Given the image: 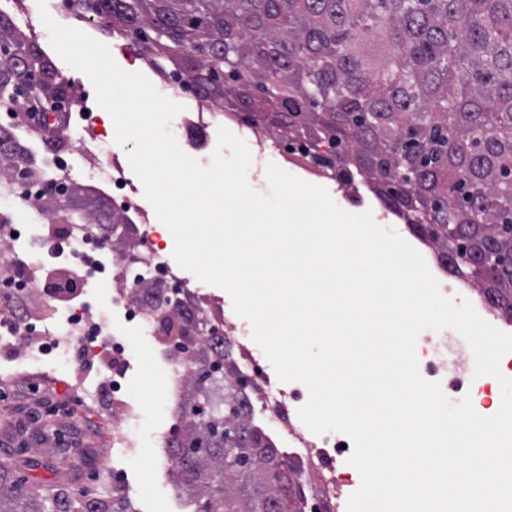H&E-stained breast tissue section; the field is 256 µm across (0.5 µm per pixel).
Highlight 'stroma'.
Wrapping results in <instances>:
<instances>
[{
  "mask_svg": "<svg viewBox=\"0 0 512 512\" xmlns=\"http://www.w3.org/2000/svg\"><path fill=\"white\" fill-rule=\"evenodd\" d=\"M125 358L126 388L141 405H165L164 422L175 424L179 408L167 397L169 366L160 349L133 340ZM4 366L11 379L0 380V455L25 462L24 442H36L42 433L51 449L47 465L29 471L30 480L48 486L60 483L76 491L93 473L101 472L131 498L133 512H181L172 485L164 483L157 469L158 462L168 458L165 440L145 441V426L139 421L131 427L141 439L135 458L127 461L117 454L109 419L112 400L106 397L93 404L83 399L77 388L83 367L74 355L53 368L15 362L9 352L0 350V368Z\"/></svg>",
  "mask_w": 512,
  "mask_h": 512,
  "instance_id": "1",
  "label": "stroma"
}]
</instances>
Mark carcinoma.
Here are the masks:
<instances>
[{"mask_svg":"<svg viewBox=\"0 0 512 512\" xmlns=\"http://www.w3.org/2000/svg\"><path fill=\"white\" fill-rule=\"evenodd\" d=\"M91 10L197 96L300 144L340 181L360 177L512 320V0H91ZM70 98L38 42L0 13V193L37 182L58 222L120 224L104 200L32 166L16 135L64 143L62 118L42 113ZM489 250L501 259L493 272L480 264ZM21 266L0 246V278ZM148 305L157 325H196L178 292ZM168 337L201 347L185 358L187 397L168 442L195 512H294L293 471L243 407L251 377L215 332ZM226 448L242 450L231 468ZM96 482L43 495L7 457L0 512H131Z\"/></svg>","mask_w":512,"mask_h":512,"instance_id":"obj_1","label":"carcinoma"}]
</instances>
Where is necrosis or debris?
Instances as JSON below:
<instances>
[{
    "instance_id": "1",
    "label": "necrosis or debris",
    "mask_w": 512,
    "mask_h": 512,
    "mask_svg": "<svg viewBox=\"0 0 512 512\" xmlns=\"http://www.w3.org/2000/svg\"><path fill=\"white\" fill-rule=\"evenodd\" d=\"M63 109L78 113L82 125L78 130L64 131L62 149L46 147L30 151L31 162L36 165L51 162L56 178L69 183L73 180L75 160H86L90 164L89 186L96 195L124 212L126 221L117 225L113 233L115 241L110 245L103 244L91 225H70L71 264L86 284L82 300L46 307L33 322L23 326L10 319L1 321L0 348L17 357L38 361L46 350L63 353L76 344L92 345L104 338L113 348V357L119 359L129 334L158 333L142 300L145 289H155L160 299L176 289L189 293L199 318L217 328L224 338L225 349L233 352L240 369L254 376L255 384L244 398L246 409L253 419L262 422L272 447L295 465L294 498L300 508L304 510L313 503L320 512H339L336 486L342 481L346 462L333 456L332 451L346 443V435H318L310 431L298 416L302 391L284 389L261 369L244 344L237 323L229 316L216 314L200 286L172 269L167 255L155 241L151 211L142 205L139 191L126 177L118 156L102 148L103 133L91 117L93 103L86 97L76 96L66 101ZM19 205L30 211L23 236L0 238V244L14 250L20 248L23 238L39 237L43 225L53 221L34 193L18 191L0 199V219L10 220ZM104 280L112 283V315L125 327L123 333L110 338L106 337L95 311L98 285ZM417 347L422 378L440 383L449 398L470 397L481 415L490 416L498 411V403L487 393L486 380L474 377L472 370L465 366L462 349L452 337L430 330L418 337Z\"/></svg>"
}]
</instances>
